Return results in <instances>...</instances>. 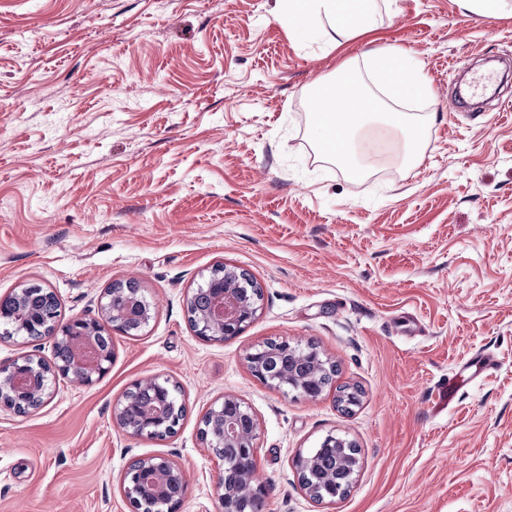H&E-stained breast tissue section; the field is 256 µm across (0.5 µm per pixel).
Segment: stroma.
<instances>
[{"label": "stroma", "mask_w": 512, "mask_h": 512, "mask_svg": "<svg viewBox=\"0 0 512 512\" xmlns=\"http://www.w3.org/2000/svg\"><path fill=\"white\" fill-rule=\"evenodd\" d=\"M407 51L431 87L422 163L394 179L320 157L313 84L363 74V55ZM512 8L489 20L463 0H396L371 31L291 34L278 0H0V298L32 284L60 321L96 316L117 282L152 308L113 334L108 371L57 378L33 413L0 412V512H128L132 458L164 455L188 486L178 512H220L201 419L233 395L255 412L262 512H512ZM503 95L452 112L460 74ZM250 273L255 319L221 343L195 336L187 295L219 265ZM315 344L351 413L255 378L270 339ZM487 370L438 409L473 357ZM186 414L165 439L131 436L112 406L154 376ZM353 441L350 492L314 502L298 453Z\"/></svg>", "instance_id": "stroma-1"}]
</instances>
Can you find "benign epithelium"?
Returning a JSON list of instances; mask_svg holds the SVG:
<instances>
[{"label":"benign epithelium","instance_id":"1","mask_svg":"<svg viewBox=\"0 0 512 512\" xmlns=\"http://www.w3.org/2000/svg\"><path fill=\"white\" fill-rule=\"evenodd\" d=\"M201 287L209 298L207 309L191 320L195 335L206 341L223 342L240 335L255 318L259 302L248 303L243 296L245 286L238 281L237 270L221 265L203 280ZM112 289L100 301L98 316L76 317L67 324L58 320L60 302L51 295L48 308L38 313L25 310V289L21 288L0 299V321L24 324L26 337L53 340L54 352L67 343L74 346L73 357L49 363L36 354H22L0 363V408L25 414L41 407L52 395L56 377L72 376L90 383L103 375L113 358V351L103 345L102 337L112 332L130 334L132 320L146 325L151 318L150 306L142 299L140 307L118 308L113 305ZM263 351L256 350L247 358L249 370L256 378L278 388L285 385L300 391L309 399H317L322 391L313 378L299 376L285 382L274 381L262 361ZM177 386L163 376L139 381L112 408L116 425L125 433L163 439L171 435L183 419L186 406L179 401ZM258 422L253 410L241 399L226 396L212 405L203 416L200 436L217 460L219 474L214 494L222 512H237V497L258 502L262 490L256 485V440ZM321 446L331 449L338 468L348 476L346 486L336 483V473L325 475L317 485L304 479L316 458L300 453L296 458L298 479L306 493L319 502L345 496L359 471L358 456L336 453V437L326 436ZM187 488L184 469L172 459L154 455L138 457L129 464L122 477V490L129 512H177Z\"/></svg>","mask_w":512,"mask_h":512}]
</instances>
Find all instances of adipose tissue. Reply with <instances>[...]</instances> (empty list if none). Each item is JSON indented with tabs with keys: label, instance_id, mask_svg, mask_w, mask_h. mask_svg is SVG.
<instances>
[{
	"label": "adipose tissue",
	"instance_id": "ef3b65f1",
	"mask_svg": "<svg viewBox=\"0 0 512 512\" xmlns=\"http://www.w3.org/2000/svg\"><path fill=\"white\" fill-rule=\"evenodd\" d=\"M285 21L297 33L318 34L326 39L350 32L374 29L382 12L391 11L395 0H279ZM367 71L396 94L409 97L429 93L430 87L410 55L383 48L367 52ZM313 145L324 156L336 158L352 170H359L366 156L370 133L389 138L398 169L417 165L425 151L427 117L395 109L380 110L379 103L358 94L337 80L319 81L309 100Z\"/></svg>",
	"mask_w": 512,
	"mask_h": 512
}]
</instances>
